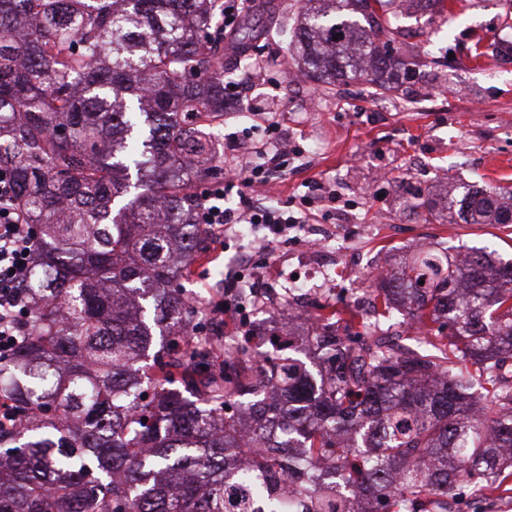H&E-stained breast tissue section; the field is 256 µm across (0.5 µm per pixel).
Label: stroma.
<instances>
[{"mask_svg":"<svg viewBox=\"0 0 512 512\" xmlns=\"http://www.w3.org/2000/svg\"><path fill=\"white\" fill-rule=\"evenodd\" d=\"M448 2L449 15L426 0H412L400 15L395 46L413 62L417 80L384 95L360 81L325 91L310 79H289L300 0H257L246 54L224 51V68L241 92L212 130L215 155L223 157L229 139H262V114L280 113L290 164L271 184L279 204L331 183L335 202L312 200L305 219L333 225L364 260L336 268L332 302L347 320L365 316L348 294L352 278L371 284L380 261L405 257L418 244L453 254L490 245L512 258V224H466L442 213L427 222L415 211L452 182L512 187V0ZM348 213L356 224L340 223ZM198 259L207 270L183 285L209 308L223 299L224 271L238 254L233 243L209 240Z\"/></svg>","mask_w":512,"mask_h":512,"instance_id":"35a3bbf8","label":"stroma"}]
</instances>
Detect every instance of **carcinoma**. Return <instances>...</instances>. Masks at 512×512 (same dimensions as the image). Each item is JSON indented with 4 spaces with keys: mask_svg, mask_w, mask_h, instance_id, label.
<instances>
[{
    "mask_svg": "<svg viewBox=\"0 0 512 512\" xmlns=\"http://www.w3.org/2000/svg\"><path fill=\"white\" fill-rule=\"evenodd\" d=\"M299 63L374 92L407 69L391 0H305ZM216 0H0V171L39 259L25 335L0 356V512H452L512 476V260L433 246L376 277L362 331L337 313L308 336L326 364L273 358L213 330L177 283L206 237L194 179L216 169L224 116ZM512 190L468 186L444 208L504 224ZM443 320L449 357L385 339L396 316Z\"/></svg>",
    "mask_w": 512,
    "mask_h": 512,
    "instance_id": "cac0c4a2",
    "label": "carcinoma"
}]
</instances>
